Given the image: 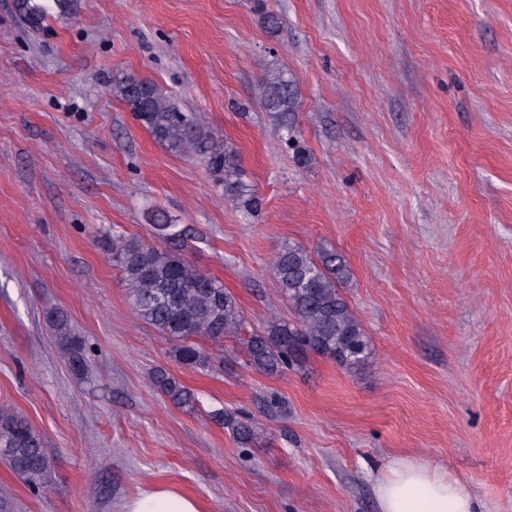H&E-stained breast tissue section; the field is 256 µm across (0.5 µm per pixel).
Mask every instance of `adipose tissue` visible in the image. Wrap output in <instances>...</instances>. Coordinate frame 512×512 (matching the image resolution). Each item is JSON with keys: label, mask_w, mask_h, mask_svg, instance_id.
Here are the masks:
<instances>
[{"label": "adipose tissue", "mask_w": 512, "mask_h": 512, "mask_svg": "<svg viewBox=\"0 0 512 512\" xmlns=\"http://www.w3.org/2000/svg\"><path fill=\"white\" fill-rule=\"evenodd\" d=\"M379 512H480L469 486L447 470L398 458L377 472ZM125 512H200L198 502L176 489L151 488L130 500Z\"/></svg>", "instance_id": "adipose-tissue-1"}]
</instances>
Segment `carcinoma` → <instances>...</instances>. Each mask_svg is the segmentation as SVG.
I'll use <instances>...</instances> for the list:
<instances>
[{
	"label": "carcinoma",
	"mask_w": 512,
	"mask_h": 512,
	"mask_svg": "<svg viewBox=\"0 0 512 512\" xmlns=\"http://www.w3.org/2000/svg\"><path fill=\"white\" fill-rule=\"evenodd\" d=\"M17 11L34 27L49 16V6L32 0H17ZM113 92L124 101L162 146L201 157L213 170L224 173V194L241 199L243 207H258V199L245 193L238 151L230 143L213 141L195 122L193 115L179 109L174 99L153 83L130 76L114 79ZM263 109L275 115L285 144L297 140L294 112L297 92L288 75L270 71L258 86ZM157 239L178 240L168 216L157 210L150 216ZM112 259L122 269L130 305L138 318L162 335L180 341L176 361L189 368L209 364L205 351L192 339L214 343L226 336L240 338L245 365L267 375H277L302 366L308 354L317 353L344 368H353L367 355L369 339L360 320L343 295L350 278L347 262L332 249L313 253L300 245L281 249L273 262V273L292 317L275 319L261 332L241 337L245 331L243 311L234 296L214 278L197 270L180 253L138 238L114 236L108 244ZM46 322L58 345L69 357L72 370L87 371L82 341L73 335L67 317L56 310L46 313ZM154 385L179 406L194 404V395L165 369L153 374ZM259 407L274 416L284 403L270 393L259 397ZM217 420L231 429L240 442L257 438L252 423L223 410ZM0 458L33 489L52 481V464L41 437L28 420L0 409Z\"/></svg>",
	"instance_id": "cac0c4a2"
}]
</instances>
